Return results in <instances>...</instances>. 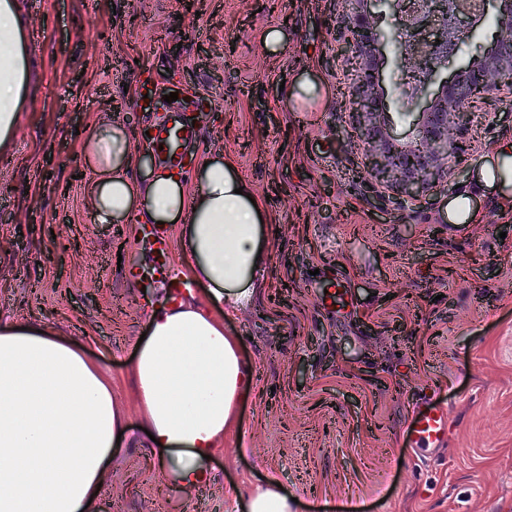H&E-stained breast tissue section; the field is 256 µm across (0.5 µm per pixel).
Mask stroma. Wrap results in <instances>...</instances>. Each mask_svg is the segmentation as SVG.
Masks as SVG:
<instances>
[{"label": "stroma", "mask_w": 512, "mask_h": 512, "mask_svg": "<svg viewBox=\"0 0 512 512\" xmlns=\"http://www.w3.org/2000/svg\"><path fill=\"white\" fill-rule=\"evenodd\" d=\"M347 13L346 0H17L29 79L0 147V319L45 322L82 345L129 436L140 433L130 368L149 310L126 268L151 246L95 216V130L138 136L146 78L205 95L198 157L232 158L274 217L253 302L224 322L255 386L205 464L209 484L179 490L129 447L97 512H233L269 479L292 512H512V210L487 188L469 200L476 222L452 224L453 185L399 205L360 176L336 62ZM373 17L384 110L401 134L411 117L394 14L378 0ZM273 28L285 34L275 50ZM305 81L321 102L294 98ZM475 123L469 180L512 142V97ZM332 277L348 292L335 312L318 299ZM416 402L447 408L445 446L412 447Z\"/></svg>", "instance_id": "1"}]
</instances>
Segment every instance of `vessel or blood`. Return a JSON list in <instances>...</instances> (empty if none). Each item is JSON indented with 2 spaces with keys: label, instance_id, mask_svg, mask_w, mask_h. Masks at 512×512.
<instances>
[{
  "label": "vessel or blood",
  "instance_id": "vessel-or-blood-1",
  "mask_svg": "<svg viewBox=\"0 0 512 512\" xmlns=\"http://www.w3.org/2000/svg\"><path fill=\"white\" fill-rule=\"evenodd\" d=\"M138 106L141 111L154 113L148 121L143 144L154 153L163 170L183 175L195 160L193 147L201 133L199 120L212 102L194 94H182L174 102L161 101L156 86L143 81ZM152 245L153 256L147 270L130 266V277H143L163 284L171 301L181 299L186 291L185 282L175 278L171 266V230L166 224H150L140 228ZM410 434L417 448H436L448 438V411L442 407L426 408L414 405Z\"/></svg>",
  "mask_w": 512,
  "mask_h": 512
}]
</instances>
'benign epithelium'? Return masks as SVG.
Returning <instances> with one entry per match:
<instances>
[{
	"mask_svg": "<svg viewBox=\"0 0 512 512\" xmlns=\"http://www.w3.org/2000/svg\"><path fill=\"white\" fill-rule=\"evenodd\" d=\"M495 3L501 30L497 48L487 51L475 68L465 67L449 81L438 80L454 55L448 42L457 46L471 35L461 25L459 11L448 13V0H423V7L410 16L395 12L405 36L419 30L433 12L444 19L453 17L450 26L440 28L436 39L424 46L430 62L428 75L410 94V105L420 112L400 139L393 135L390 117L383 111L379 35L367 9L368 0H354L352 15L336 26L339 53L352 70V81L342 93L343 108L351 118L343 135L363 143L367 178L400 204L455 179L457 159L466 151L465 136L472 126L471 109L504 91L512 94V14L505 10L512 8V0Z\"/></svg>",
	"mask_w": 512,
	"mask_h": 512,
	"instance_id": "obj_1",
	"label": "benign epithelium"
}]
</instances>
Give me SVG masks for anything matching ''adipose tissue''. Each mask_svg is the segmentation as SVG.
Wrapping results in <instances>:
<instances>
[{"label": "adipose tissue", "mask_w": 512, "mask_h": 512, "mask_svg": "<svg viewBox=\"0 0 512 512\" xmlns=\"http://www.w3.org/2000/svg\"><path fill=\"white\" fill-rule=\"evenodd\" d=\"M26 52L15 0H0V146L13 136L25 90ZM101 162L89 187L98 221L183 220L179 247L192 259L188 274L206 281L215 314L194 302L156 304L149 334L132 374L139 417L152 438V457L175 487L195 486L211 454L236 426V405L253 384V368L238 357V339L224 322L247 308L269 256L263 251L270 213H258L251 184L232 159L209 161L192 192L157 173L136 182L124 161L130 140L98 128ZM498 163L482 166L448 204L453 223L473 221L466 204L494 183L512 185V142L499 146ZM125 419L112 385L78 344L36 323L0 322V512H95L106 466L121 450Z\"/></svg>", "instance_id": "ef3b65f1"}]
</instances>
